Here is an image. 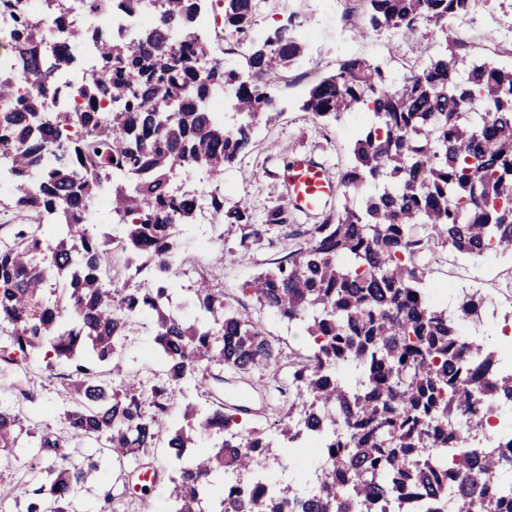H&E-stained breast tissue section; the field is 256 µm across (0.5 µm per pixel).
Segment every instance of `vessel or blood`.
I'll return each mask as SVG.
<instances>
[{"label": "vessel or blood", "instance_id": "1", "mask_svg": "<svg viewBox=\"0 0 512 512\" xmlns=\"http://www.w3.org/2000/svg\"><path fill=\"white\" fill-rule=\"evenodd\" d=\"M280 179L287 202L298 212L310 213L321 209L338 190L325 167L304 155L290 160Z\"/></svg>", "mask_w": 512, "mask_h": 512}]
</instances>
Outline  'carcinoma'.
Listing matches in <instances>:
<instances>
[{
	"label": "carcinoma",
	"mask_w": 512,
	"mask_h": 512,
	"mask_svg": "<svg viewBox=\"0 0 512 512\" xmlns=\"http://www.w3.org/2000/svg\"><path fill=\"white\" fill-rule=\"evenodd\" d=\"M0 0L12 20L0 61V185L23 213L0 246V369L24 370L48 346L70 364L73 404L68 438L91 439L117 458L153 448L181 386L207 389V365L236 373L279 365L281 350L251 317L197 281L184 314L171 308L180 227L200 212L194 194L176 193L174 178L218 179L252 144L253 130L276 110L267 88L301 56L293 25L249 44L247 72L210 58L196 31L201 0H123L130 16L151 7L155 20L134 44L102 27L71 24L74 0ZM260 0H224V28L245 42ZM365 30L414 37L425 26L439 50L397 86L366 59H349L309 89L303 110L330 121L365 109L346 190L367 181L360 202L345 198L324 223L293 230L305 246L249 282L260 306L303 326L313 342L288 366L287 412L274 430L244 428L224 402L188 408L169 430L176 458L199 435L209 447L180 467L174 512H361L366 502L405 488L425 512H443L448 485L434 466L484 424V401L512 403V371L500 369L490 336L467 340L461 321H478L486 298L460 296L461 320L448 318L423 288L420 257L448 248L478 259L512 254V67L473 59L448 36V23L478 0H368ZM67 31L66 58L46 55L49 23ZM85 68L77 96L97 112L49 105L42 81H60L64 65ZM219 92L233 123L210 109ZM209 209L243 225L240 257L261 240L246 206ZM264 223L292 227L281 202ZM59 226L55 242L42 233ZM123 227L122 235L107 232ZM127 255L148 286L117 285L112 250ZM63 284L51 300L46 288ZM154 324L164 378L151 410L123 375L119 353L143 318ZM112 363L103 379L98 364ZM477 362L487 376L469 374ZM20 418L0 410V452L15 447ZM64 442L42 434L33 462L50 461ZM92 457L48 467L28 494L27 512H68L77 489L96 476ZM512 460L495 446L465 459L453 485V512L485 499L512 512L496 483Z\"/></svg>",
	"instance_id": "1"
}]
</instances>
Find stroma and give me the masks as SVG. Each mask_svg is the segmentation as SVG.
<instances>
[{
	"mask_svg": "<svg viewBox=\"0 0 512 512\" xmlns=\"http://www.w3.org/2000/svg\"><path fill=\"white\" fill-rule=\"evenodd\" d=\"M366 8L365 0H262L252 26L253 37H267L290 23L304 51L270 89L278 118L256 127L251 147L225 169L223 180L218 182L225 206L245 204L253 223L259 224L266 210L284 193L278 173L290 157H312L335 176L351 165L352 143L365 115L348 112L338 120L325 122L303 111L309 88L320 78L335 72L347 59L362 58L378 64L389 82L396 85L410 70L423 68L436 52L437 44L430 38L407 40L386 31L360 35ZM202 11L208 20L204 37L212 57L232 67L244 64L247 45H240L233 54L226 51L229 37L224 29L221 0H204ZM450 34L463 41L471 55L512 66V0H480L470 14L451 22ZM242 233L241 225L225 223L223 215L209 210L199 215L197 223L185 226L180 246L189 262L180 267L175 278L173 302L186 304L197 281L208 280L211 288L222 291L234 307L258 321L283 353L301 349L299 327L288 325L261 308L254 295L245 290L258 273L275 267L299 248L300 239L291 236L289 230L274 226L253 245L247 260L220 259V251L238 246ZM424 262L428 267L426 285L435 290L440 303L455 302L460 290L479 274L484 278L482 290L498 313L512 312V256L493 254L468 259L444 248L426 256ZM121 366L123 371L137 376L143 391H150L159 381L163 364L154 348L151 322L140 325L136 336L127 342ZM68 372L66 364L41 351L27 372L0 373V407L18 413L21 423L18 443L10 458L15 481L0 484V512H25V491L38 487L46 478L43 469L31 468V456L45 430L60 435L66 432L64 414L71 404ZM209 372L212 394L223 399L225 406L247 407L242 421L249 427L268 425L270 409L282 404L281 392L288 387V373L283 366L237 374L215 363ZM96 448V443L90 441L69 440L60 450L57 461L61 464L79 463L90 454L97 455L100 462L97 481L77 491L70 512H99L107 494L114 495L118 512H169V477L182 460L193 457L188 451L183 459H176L163 439L142 459L130 458L121 464L97 454ZM142 462L162 470L166 476L154 492L146 495L135 492L132 486V476Z\"/></svg>",
	"mask_w": 512,
	"mask_h": 512,
	"instance_id": "35a3bbf8",
	"label": "stroma"
}]
</instances>
